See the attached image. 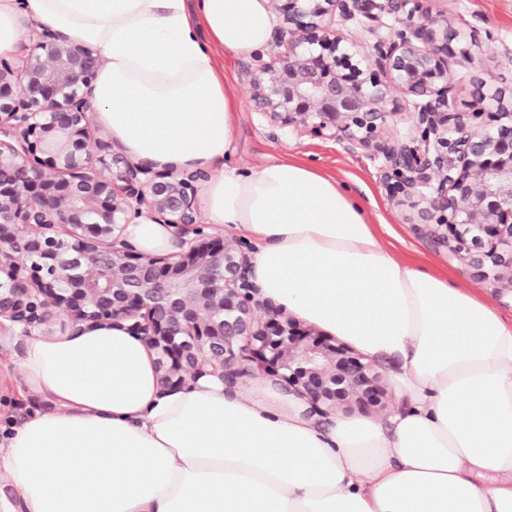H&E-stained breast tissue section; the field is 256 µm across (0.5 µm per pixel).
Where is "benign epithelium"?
<instances>
[{"instance_id": "1", "label": "benign epithelium", "mask_w": 512, "mask_h": 512, "mask_svg": "<svg viewBox=\"0 0 512 512\" xmlns=\"http://www.w3.org/2000/svg\"><path fill=\"white\" fill-rule=\"evenodd\" d=\"M422 2L271 0L277 53L259 67L242 63L250 102L280 132L382 155L388 199L411 209L406 223L448 258L490 267L496 287L509 288L512 87L475 71L474 107L492 124L455 111L449 59H471L476 39ZM373 10L399 28L360 42L336 27ZM22 54L18 67L0 58V322L23 336L58 313L71 334L124 328L156 355L165 390L208 376L230 391L255 362L324 421L338 402L375 390L373 361L267 307L251 249L199 223L188 190L205 172L158 173L120 152H94L96 51L45 28ZM400 96L414 99L418 140L390 134L386 104ZM142 216L172 228L176 251L144 254L127 241L126 225Z\"/></svg>"}]
</instances>
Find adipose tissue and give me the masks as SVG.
I'll return each instance as SVG.
<instances>
[{
	"mask_svg": "<svg viewBox=\"0 0 512 512\" xmlns=\"http://www.w3.org/2000/svg\"><path fill=\"white\" fill-rule=\"evenodd\" d=\"M38 21L94 48L96 121L158 170L206 169V223L251 242L263 297L394 361L404 404L332 417L262 381L163 390L121 328L27 340L48 402L0 438V512H512V316L400 259L335 176L288 157L225 165L241 108L223 53L263 51L268 0H0V57ZM141 252L172 231L141 217Z\"/></svg>",
	"mask_w": 512,
	"mask_h": 512,
	"instance_id": "ef3b65f1",
	"label": "adipose tissue"
}]
</instances>
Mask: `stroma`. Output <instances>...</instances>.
<instances>
[{
	"instance_id": "obj_1",
	"label": "stroma",
	"mask_w": 512,
	"mask_h": 512,
	"mask_svg": "<svg viewBox=\"0 0 512 512\" xmlns=\"http://www.w3.org/2000/svg\"><path fill=\"white\" fill-rule=\"evenodd\" d=\"M423 6L431 12L447 15L463 31L478 30L484 46L482 52L476 53L474 65L457 64L453 67L458 88V111L472 112L473 109L469 82L472 66H480L486 79L512 86V66L505 65L502 58L504 52H512V0H423ZM288 156L300 158L313 167L334 174L366 210L373 223L389 226L397 239L395 248L399 254L422 253L433 267L450 270L456 286L483 292L500 311L512 313V296L499 293L480 268L449 260L447 249L434 247L427 238L415 232L413 225L405 223L403 210L387 197L382 157L365 150L348 153L334 141L310 133L300 137L283 133L279 138H272L262 115L249 105H242L236 151L229 158V165L248 171ZM9 344L12 362L7 371L0 373V430L15 420L48 407L38 395L24 398L18 395L17 389L22 384L18 362L26 339L13 333L9 336ZM395 368L392 361H379L375 394L360 403H341L336 410L337 416L384 418L397 403L391 382Z\"/></svg>"
}]
</instances>
